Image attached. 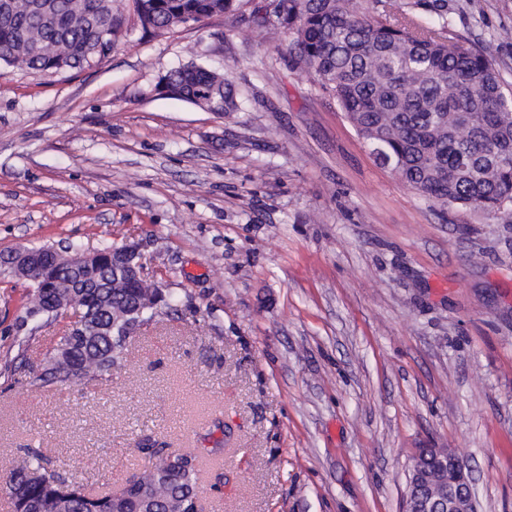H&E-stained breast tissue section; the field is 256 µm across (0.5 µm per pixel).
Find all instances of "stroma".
I'll list each match as a JSON object with an SVG mask.
<instances>
[{
    "mask_svg": "<svg viewBox=\"0 0 512 512\" xmlns=\"http://www.w3.org/2000/svg\"><path fill=\"white\" fill-rule=\"evenodd\" d=\"M123 33L54 76L0 65V254L135 243L170 298L122 366L30 386L64 329L24 325L0 276V478L27 449L119 488L148 437L201 449L203 512H402L419 448L470 465L478 512H512V221L443 207L377 164L286 50L215 15ZM449 37L512 84V0H449ZM190 61L244 102L160 93Z\"/></svg>",
    "mask_w": 512,
    "mask_h": 512,
    "instance_id": "35a3bbf8",
    "label": "stroma"
}]
</instances>
